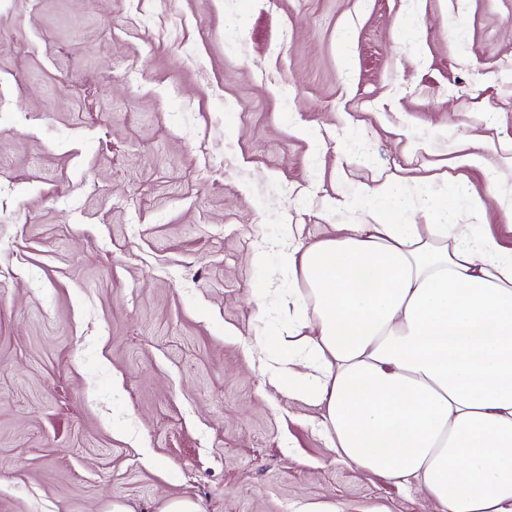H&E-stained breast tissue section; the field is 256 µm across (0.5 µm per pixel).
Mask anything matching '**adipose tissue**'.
<instances>
[{
	"mask_svg": "<svg viewBox=\"0 0 512 512\" xmlns=\"http://www.w3.org/2000/svg\"><path fill=\"white\" fill-rule=\"evenodd\" d=\"M368 220L280 251L288 333L271 379L323 410L336 453L435 512H512V249L447 203L432 223Z\"/></svg>",
	"mask_w": 512,
	"mask_h": 512,
	"instance_id": "ef3b65f1",
	"label": "adipose tissue"
}]
</instances>
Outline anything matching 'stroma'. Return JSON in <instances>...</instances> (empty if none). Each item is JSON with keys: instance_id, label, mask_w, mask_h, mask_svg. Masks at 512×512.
Here are the masks:
<instances>
[{"instance_id": "1", "label": "stroma", "mask_w": 512, "mask_h": 512, "mask_svg": "<svg viewBox=\"0 0 512 512\" xmlns=\"http://www.w3.org/2000/svg\"><path fill=\"white\" fill-rule=\"evenodd\" d=\"M511 157L512 0H0V512H432L254 344L282 225L393 175L512 249Z\"/></svg>"}]
</instances>
